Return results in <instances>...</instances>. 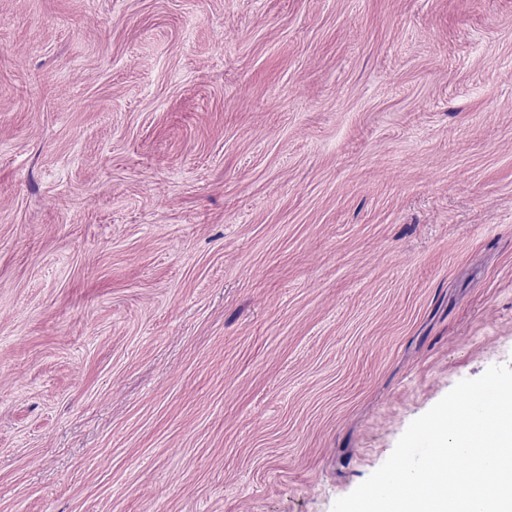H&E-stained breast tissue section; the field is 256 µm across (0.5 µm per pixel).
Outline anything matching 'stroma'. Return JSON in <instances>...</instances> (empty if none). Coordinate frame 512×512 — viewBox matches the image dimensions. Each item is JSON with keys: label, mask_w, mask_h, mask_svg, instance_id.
I'll use <instances>...</instances> for the list:
<instances>
[{"label": "stroma", "mask_w": 512, "mask_h": 512, "mask_svg": "<svg viewBox=\"0 0 512 512\" xmlns=\"http://www.w3.org/2000/svg\"><path fill=\"white\" fill-rule=\"evenodd\" d=\"M512 364V0H0V512H332Z\"/></svg>", "instance_id": "1"}]
</instances>
